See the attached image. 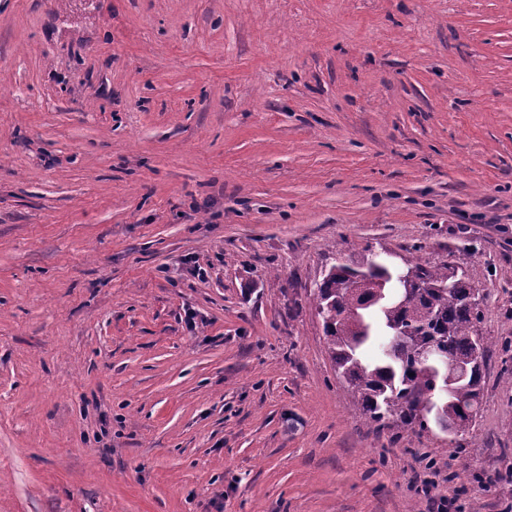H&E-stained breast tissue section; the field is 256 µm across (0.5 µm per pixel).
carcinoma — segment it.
I'll return each mask as SVG.
<instances>
[{
	"label": "carcinoma",
	"mask_w": 512,
	"mask_h": 512,
	"mask_svg": "<svg viewBox=\"0 0 512 512\" xmlns=\"http://www.w3.org/2000/svg\"><path fill=\"white\" fill-rule=\"evenodd\" d=\"M407 269L414 282L406 297L392 294L394 268L369 257L329 270L316 293L329 357L354 404L378 426L391 420L424 429L441 413L462 441L473 421L466 411L480 404L488 350L474 334V288L448 264ZM423 346L440 348L466 378L443 390L441 367L415 359Z\"/></svg>",
	"instance_id": "obj_1"
}]
</instances>
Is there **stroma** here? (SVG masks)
<instances>
[{"mask_svg":"<svg viewBox=\"0 0 512 512\" xmlns=\"http://www.w3.org/2000/svg\"><path fill=\"white\" fill-rule=\"evenodd\" d=\"M367 251L479 288L477 452L340 384ZM510 370L512 0H0V512H512Z\"/></svg>","mask_w":512,"mask_h":512,"instance_id":"35a3bbf8","label":"stroma"}]
</instances>
